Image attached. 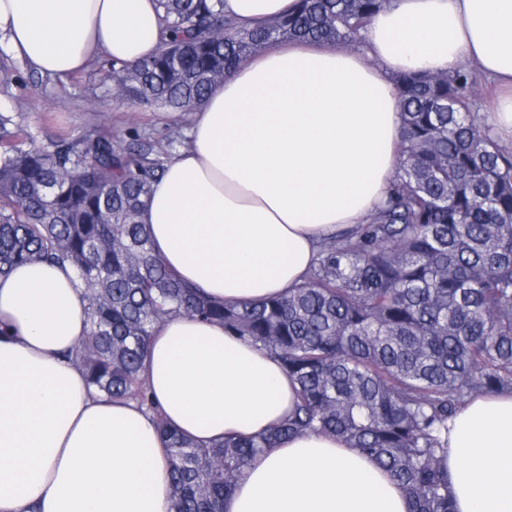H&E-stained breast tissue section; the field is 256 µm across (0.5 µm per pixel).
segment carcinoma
Segmentation results:
<instances>
[{
    "instance_id": "obj_1",
    "label": "carcinoma",
    "mask_w": 512,
    "mask_h": 512,
    "mask_svg": "<svg viewBox=\"0 0 512 512\" xmlns=\"http://www.w3.org/2000/svg\"><path fill=\"white\" fill-rule=\"evenodd\" d=\"M158 52L106 73L123 99L189 112L276 41L363 47L391 0H297L254 29L224 0H157ZM404 117L386 198L368 222L323 242L306 280L258 303L216 302L155 253L139 215L164 164L144 138L47 148L15 143L0 113V276L71 266L89 328L73 361L97 391L154 412L169 451L174 512H224L250 460L301 432L334 434L397 482L409 512H454L448 419L469 399L512 392V153L475 110L467 65L396 76ZM174 313L274 355L297 385L267 434L201 446L167 426L145 383L153 327Z\"/></svg>"
}]
</instances>
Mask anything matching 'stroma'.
<instances>
[{
    "instance_id": "35a3bbf8",
    "label": "stroma",
    "mask_w": 512,
    "mask_h": 512,
    "mask_svg": "<svg viewBox=\"0 0 512 512\" xmlns=\"http://www.w3.org/2000/svg\"><path fill=\"white\" fill-rule=\"evenodd\" d=\"M103 75L98 64L65 77L41 75L0 38V112L12 115L16 142L41 147L62 136L76 139L89 134L125 141L138 131L172 154L169 138L176 130L188 132L190 113L174 115L115 98L108 94Z\"/></svg>"
}]
</instances>
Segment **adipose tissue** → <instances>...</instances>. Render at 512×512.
Masks as SVG:
<instances>
[{
	"instance_id": "obj_1",
	"label": "adipose tissue",
	"mask_w": 512,
	"mask_h": 512,
	"mask_svg": "<svg viewBox=\"0 0 512 512\" xmlns=\"http://www.w3.org/2000/svg\"><path fill=\"white\" fill-rule=\"evenodd\" d=\"M295 0H224L254 28ZM156 0H0V35L39 73L159 48ZM468 62L499 94L488 114L512 141V0H392L362 50L291 41L241 62L193 112L190 145L140 216L182 281L227 303L301 284L319 244L365 223L394 174L402 117L394 77ZM88 330L68 267L0 276V512H173L164 442L146 408L93 394L70 361ZM146 383L166 422L202 443L284 420L296 386L269 352L185 315L152 333ZM456 512H512V392L466 402L448 423ZM224 512H408L395 481L330 434L255 457Z\"/></svg>"
}]
</instances>
